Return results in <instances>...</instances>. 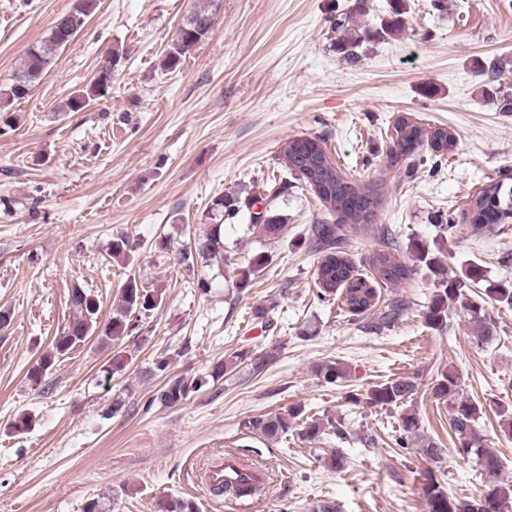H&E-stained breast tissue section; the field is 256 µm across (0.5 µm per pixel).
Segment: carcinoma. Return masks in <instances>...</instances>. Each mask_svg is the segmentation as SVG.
Wrapping results in <instances>:
<instances>
[{"instance_id":"obj_1","label":"carcinoma","mask_w":512,"mask_h":512,"mask_svg":"<svg viewBox=\"0 0 512 512\" xmlns=\"http://www.w3.org/2000/svg\"><path fill=\"white\" fill-rule=\"evenodd\" d=\"M213 20L210 5L195 12L180 29L179 40L164 59L165 67L174 69L179 64L182 52L199 43L208 34ZM72 39L59 23L51 28L49 35L38 45L31 47L24 58L22 68L13 83L6 90L5 101L21 99L28 95L33 84L39 81L44 71L52 63L56 53ZM112 81V69L100 71L97 79L89 87L76 92L69 101V110L79 112L90 102L98 99ZM398 135L397 151L390 154L389 165L395 167L405 157L420 151L424 144L443 154L455 146V136L443 128L426 134L422 128L401 119L396 124ZM284 167L295 181L304 183L314 193L333 222L320 221L307 230V239L315 251L321 253L316 268L315 283L319 288L317 298L327 301L339 297L345 309L351 315H374L378 326H389L402 312L410 308L404 299L382 298V289L398 285L408 279L412 268L397 258L400 246L387 230L380 233V249L370 264L371 276L363 277L356 272L348 253L342 250L345 245L347 228L360 224H370L375 217L376 193L367 184L351 180L344 176L333 160L325 142L319 137L295 138L288 141L282 157ZM249 211V223L262 228L269 238L281 235L284 215L277 214L266 207L257 217L251 212L252 200H241L235 196L223 195L211 205V214L202 238L198 239L195 250L181 254V263L186 271L195 272V254L209 259L224 260V221L237 218L241 208ZM471 215V227L476 233L482 232L493 224H506L512 214V183L501 180H489L480 191L471 197L468 203ZM415 258L438 275L439 288L426 306L424 319L432 327H440L448 318V307L462 297L463 289L474 281L477 270L470 268L460 276L447 279L441 276L442 269L429 251L419 243L413 245ZM270 257L259 253L252 257L244 267L235 269V285L240 291L248 288L256 275L267 267ZM161 294H151L138 286L136 279L127 281L119 297L116 315L101 331V339L116 340L125 329V321L135 312L151 311L160 303ZM70 306L74 309L72 319L64 328L62 335L55 338L53 352L43 356L28 372L33 384L41 383L43 376L52 368L55 358L65 355L76 344L86 340L98 331L100 301L92 291L74 287L70 293ZM478 333V339L487 342L494 338L496 327L486 317L483 305L468 302L464 305ZM272 352L265 354L250 351H236L216 364L209 378L189 382L181 377L170 378L158 392L156 400L167 406H175L186 400L190 393L200 390L209 381H220L226 377L232 379L241 371L247 370L259 374L274 359ZM316 372L327 384H339L348 377L347 370L336 362L326 361L317 366ZM434 393L437 399L448 402L449 425L455 437V445L462 456L476 457L486 491L478 500H458L448 495L435 472L425 471L422 487L423 496L429 512H502V508H512V484L501 477L503 462L491 449L484 446L482 435L476 430L480 418V406L460 394V379L454 372H443L436 379ZM417 394L416 381L409 377L394 378L370 389L363 403L369 407L388 408L413 399ZM304 410L296 408L288 415L268 414L252 418L244 423V428L252 434H260L268 439H277L288 434L293 422L300 420V435L306 441L322 436L326 426H334L331 421L323 422L311 416L303 417ZM421 425L414 414L401 418L400 431L419 440L421 454L437 464L443 455V449L437 443L420 435Z\"/></svg>"}]
</instances>
